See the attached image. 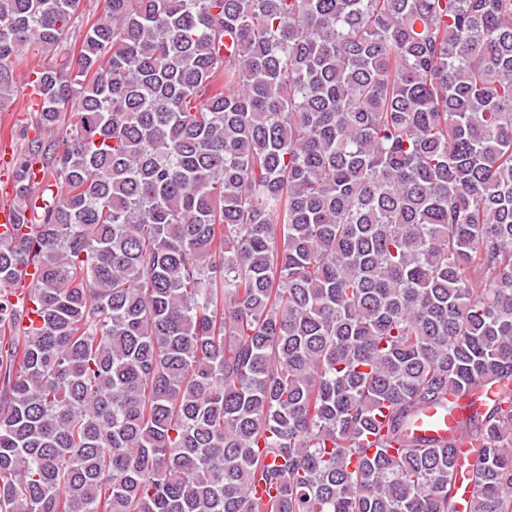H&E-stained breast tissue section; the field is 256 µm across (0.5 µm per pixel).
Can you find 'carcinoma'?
<instances>
[{"instance_id": "carcinoma-1", "label": "carcinoma", "mask_w": 512, "mask_h": 512, "mask_svg": "<svg viewBox=\"0 0 512 512\" xmlns=\"http://www.w3.org/2000/svg\"><path fill=\"white\" fill-rule=\"evenodd\" d=\"M81 2L0 0V107ZM36 75L0 512H459L450 386L512 512V0H103ZM462 409L446 411L443 408L432 407L415 422L414 436L428 437H454L461 445L460 450L465 451V437L459 426Z\"/></svg>"}]
</instances>
